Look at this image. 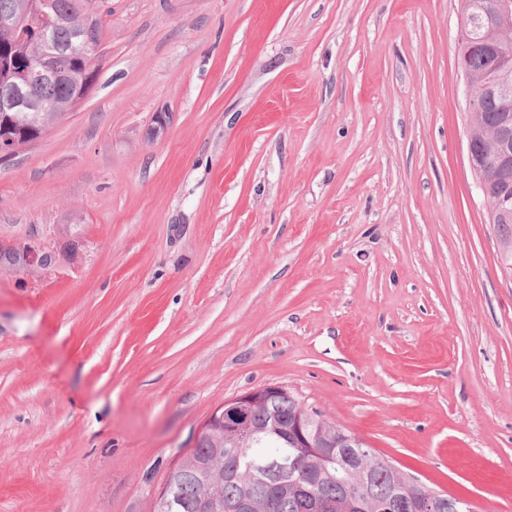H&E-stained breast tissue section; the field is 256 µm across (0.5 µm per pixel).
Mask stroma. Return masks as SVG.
Listing matches in <instances>:
<instances>
[{
    "label": "stroma",
    "instance_id": "35a3bbf8",
    "mask_svg": "<svg viewBox=\"0 0 512 512\" xmlns=\"http://www.w3.org/2000/svg\"><path fill=\"white\" fill-rule=\"evenodd\" d=\"M106 5L94 90L0 165V238L55 258L0 269V512H153L267 384L512 512V285L459 0ZM467 157L470 169L475 176V187L485 200H488V193L485 188L483 173L486 169L487 155L479 152L472 139L467 136ZM512 215V197L510 195L499 196L494 199L492 204L489 206V219L490 224H494V235L495 237L506 247L505 250L497 253V259L499 268L505 269L506 272L512 274V217L510 219L501 220L502 217ZM501 220L498 224H496ZM497 248H501L502 245L498 241ZM502 272V277L511 282L512 276Z\"/></svg>",
    "mask_w": 512,
    "mask_h": 512
}]
</instances>
